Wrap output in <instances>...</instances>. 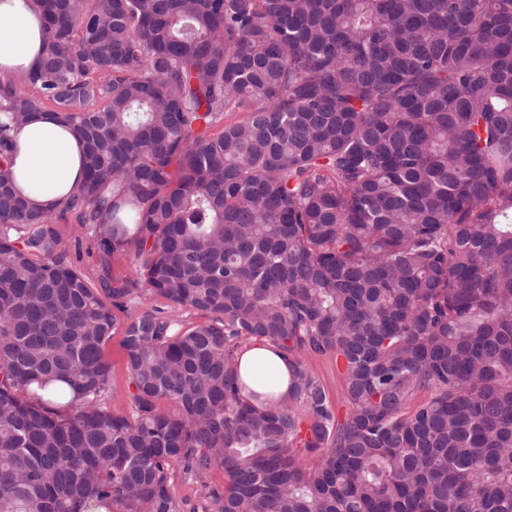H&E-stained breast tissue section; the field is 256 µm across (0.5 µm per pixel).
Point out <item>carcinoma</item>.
<instances>
[{
  "mask_svg": "<svg viewBox=\"0 0 512 512\" xmlns=\"http://www.w3.org/2000/svg\"><path fill=\"white\" fill-rule=\"evenodd\" d=\"M41 2L0 79V512H182L176 471L192 512H512V0ZM49 102L85 176L34 210L11 131ZM69 215L132 275L92 287ZM130 307L131 309L134 310H140L144 308H158L169 315L178 316L179 319L183 320L186 323L200 321V318H198L193 312L187 309L180 311L175 310L165 300L156 295L151 294L148 291H142L140 296L136 297L133 300ZM123 330L118 328L106 344L105 359L111 367L112 384L106 397V405L115 411L128 409V375L125 363V351L122 344ZM260 366L271 367L277 377L274 392L278 397L288 393V363L278 355L270 345L258 342L243 352L240 357V368L243 378L248 380V375ZM309 368L322 381L327 395L336 406L339 417L346 412V405L341 398L340 366L336 362V356L331 354L321 356H309L305 358ZM170 490L173 497L182 505L183 512H189V509L196 503L200 485L191 478H184L177 473Z\"/></svg>",
  "mask_w": 512,
  "mask_h": 512,
  "instance_id": "cac0c4a2",
  "label": "carcinoma"
}]
</instances>
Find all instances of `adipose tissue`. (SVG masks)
Instances as JSON below:
<instances>
[{"label":"adipose tissue","mask_w":512,"mask_h":512,"mask_svg":"<svg viewBox=\"0 0 512 512\" xmlns=\"http://www.w3.org/2000/svg\"><path fill=\"white\" fill-rule=\"evenodd\" d=\"M46 29L39 0H0V77L23 79L43 58ZM11 171L15 191L33 207L61 206L84 179L85 144L49 112H37L12 133ZM271 367L276 395L288 392V364L272 346L256 343L240 357L242 375Z\"/></svg>","instance_id":"1"}]
</instances>
